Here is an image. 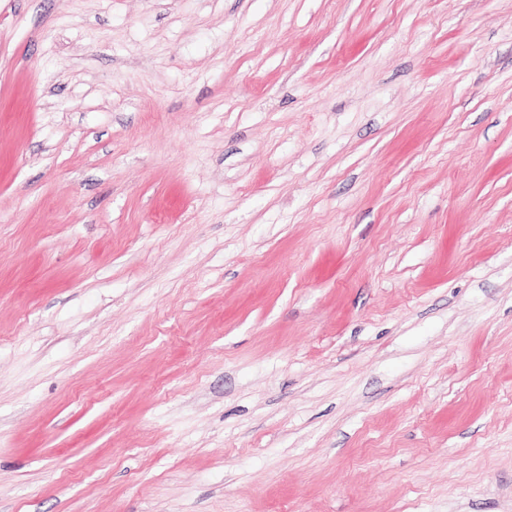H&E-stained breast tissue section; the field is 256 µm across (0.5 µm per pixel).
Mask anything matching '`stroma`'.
<instances>
[{
	"label": "stroma",
	"mask_w": 512,
	"mask_h": 512,
	"mask_svg": "<svg viewBox=\"0 0 512 512\" xmlns=\"http://www.w3.org/2000/svg\"><path fill=\"white\" fill-rule=\"evenodd\" d=\"M0 512H512V0H0Z\"/></svg>",
	"instance_id": "stroma-1"
}]
</instances>
